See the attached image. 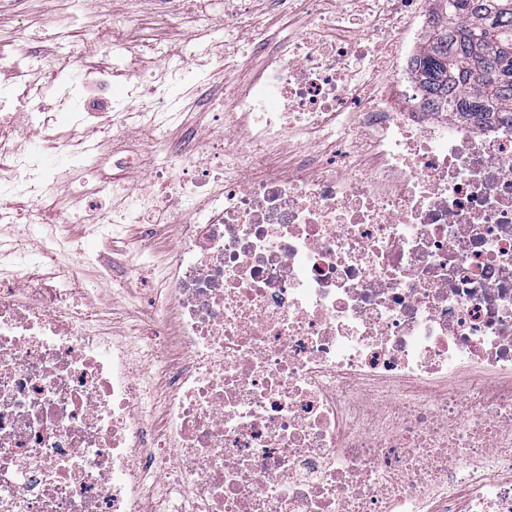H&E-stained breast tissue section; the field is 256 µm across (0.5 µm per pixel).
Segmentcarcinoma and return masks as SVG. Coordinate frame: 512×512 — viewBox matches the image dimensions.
Masks as SVG:
<instances>
[{
    "instance_id": "obj_1",
    "label": "carcinoma",
    "mask_w": 512,
    "mask_h": 512,
    "mask_svg": "<svg viewBox=\"0 0 512 512\" xmlns=\"http://www.w3.org/2000/svg\"><path fill=\"white\" fill-rule=\"evenodd\" d=\"M424 44L410 67L429 111L471 120L512 110V0H435Z\"/></svg>"
}]
</instances>
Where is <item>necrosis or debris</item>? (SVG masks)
Instances as JSON below:
<instances>
[{
  "label": "necrosis or debris",
  "instance_id": "1",
  "mask_svg": "<svg viewBox=\"0 0 512 512\" xmlns=\"http://www.w3.org/2000/svg\"><path fill=\"white\" fill-rule=\"evenodd\" d=\"M266 2L309 28L226 90L221 163L166 136L208 64L183 49L129 82L117 15L116 63L61 53L0 91V194L29 201L0 223L33 243L0 281V512H512V115L389 103L374 76L389 38L421 50L423 0ZM213 3L189 38L261 37ZM103 112L101 143L133 116L151 136L94 187L126 201L111 231L180 234L93 293L82 252L43 235L61 208L42 163L93 159L80 129ZM146 154L164 195L134 178ZM119 303L147 318L127 340L102 331Z\"/></svg>",
  "mask_w": 512,
  "mask_h": 512
}]
</instances>
